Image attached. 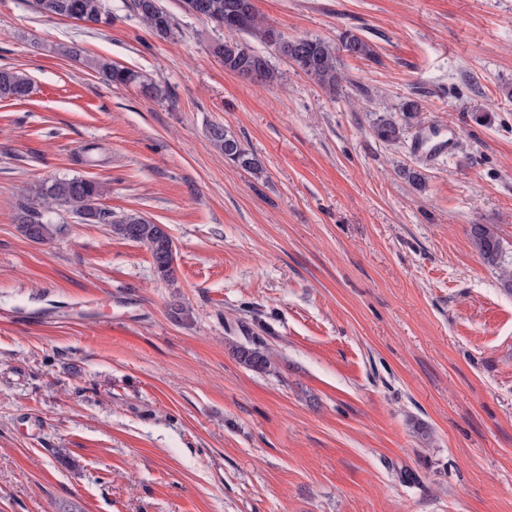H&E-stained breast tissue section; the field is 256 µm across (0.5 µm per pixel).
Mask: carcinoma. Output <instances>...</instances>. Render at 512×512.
<instances>
[{"label": "carcinoma", "mask_w": 512, "mask_h": 512, "mask_svg": "<svg viewBox=\"0 0 512 512\" xmlns=\"http://www.w3.org/2000/svg\"><path fill=\"white\" fill-rule=\"evenodd\" d=\"M182 3L189 14L230 35L228 39L214 42L213 55L224 64V70L255 82L271 83L279 77V73L266 56L237 39L239 35L254 38L274 48L279 56L295 61L300 71L329 92L336 91L342 80L340 53L365 59L376 56L373 46L350 30L341 33L336 44L320 37H289L263 21L254 0H182ZM32 6L45 17L74 19L88 29L112 24V12L106 0H32ZM129 8L156 35L169 38L176 34V21L161 0H130ZM91 65L113 86L135 85L146 96L163 97V90L158 85L131 68L103 58L92 61ZM31 92L32 82L27 74L0 69V99L22 100ZM406 128L407 125L386 117H380L374 123V133L384 143L400 141ZM208 139L224 155L225 160L246 170L260 172L259 159L226 128L211 126ZM105 191V184L94 179L80 176L54 179L38 188L37 201L26 199L19 203L16 223L29 240L47 242L57 233V226L46 216V212L54 205L63 207L85 223L107 224L113 234L146 245L151 251L157 275L164 280H172L175 272L174 257L166 255L172 243H164V238L168 236L164 225L136 213L112 218V214L100 207ZM471 237L483 261L498 269L501 280L512 288V261L505 259L501 240L493 227L473 224ZM231 347L239 362L248 369L258 373H271L275 370L273 356L262 337L247 335L244 342H233Z\"/></svg>", "instance_id": "cac0c4a2"}]
</instances>
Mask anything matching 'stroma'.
I'll return each instance as SVG.
<instances>
[{
  "mask_svg": "<svg viewBox=\"0 0 512 512\" xmlns=\"http://www.w3.org/2000/svg\"><path fill=\"white\" fill-rule=\"evenodd\" d=\"M31 2L0 0V68L33 81L0 100V512H512V291L470 238L493 226L512 260V0H255L287 35L373 45L333 94L267 46L280 80L228 74L179 0L171 38L128 0L98 30ZM408 98L418 124L379 141ZM73 176L165 226L174 280L63 209L52 241L19 231L18 203ZM240 324L274 372L233 357ZM91 65L112 86L127 87L135 85L138 86L140 92L146 96L154 98L163 97V90L155 83L145 79L144 76L136 70L112 63L111 60L103 58L93 60ZM400 110L405 117L404 125L386 117H380L374 123V133L382 142H399L404 137L407 125H410L409 120L416 118L419 112H423V106L419 100L408 98L401 103ZM208 139L224 155L225 160L256 173L262 169L259 159L253 153H250L241 141L223 126L212 125L208 131Z\"/></svg>",
  "mask_w": 512,
  "mask_h": 512,
  "instance_id": "1",
  "label": "stroma"
}]
</instances>
